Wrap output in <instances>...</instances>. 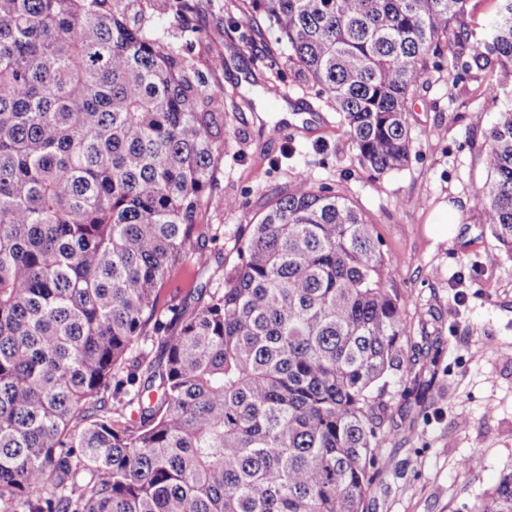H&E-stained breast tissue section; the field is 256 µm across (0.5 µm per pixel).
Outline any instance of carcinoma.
Instances as JSON below:
<instances>
[{
  "instance_id": "1",
  "label": "carcinoma",
  "mask_w": 512,
  "mask_h": 512,
  "mask_svg": "<svg viewBox=\"0 0 512 512\" xmlns=\"http://www.w3.org/2000/svg\"><path fill=\"white\" fill-rule=\"evenodd\" d=\"M246 0L343 115L359 166L402 169L435 59L502 100L476 196L512 256V0ZM224 94L131 0H0V503L13 512H364L412 336L374 224L300 173L176 331L157 286L209 200ZM162 356L141 352L148 330ZM475 512H512V473Z\"/></svg>"
}]
</instances>
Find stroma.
Returning <instances> with one entry per match:
<instances>
[{"mask_svg": "<svg viewBox=\"0 0 512 512\" xmlns=\"http://www.w3.org/2000/svg\"><path fill=\"white\" fill-rule=\"evenodd\" d=\"M187 3L179 18L154 0L138 7L206 84L224 87L213 187L234 205L202 207L200 223L223 225L224 233L192 240L208 264L189 257L172 268L158 286L160 309L172 316L195 287L222 280L267 198L292 188L299 171L352 199L375 226L411 335L441 339L435 359H420L411 376L395 375L388 387L387 419L397 437L377 457L366 512H472L512 472V358L503 355L512 350V257L496 249L475 200L499 108L480 93L487 72L460 65L433 72L412 107L408 166L373 179L358 165L339 113L301 81L286 52L262 40L244 45L228 28V18L242 17L244 0ZM271 83L312 113L271 108ZM283 121L291 131L276 134ZM448 202L457 207L453 223H432Z\"/></svg>", "mask_w": 512, "mask_h": 512, "instance_id": "obj_1", "label": "stroma"}]
</instances>
